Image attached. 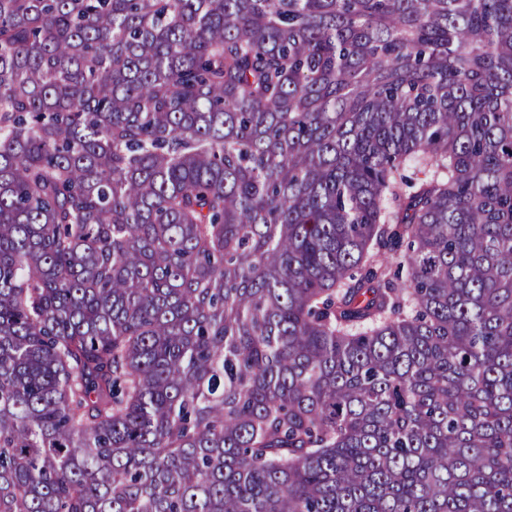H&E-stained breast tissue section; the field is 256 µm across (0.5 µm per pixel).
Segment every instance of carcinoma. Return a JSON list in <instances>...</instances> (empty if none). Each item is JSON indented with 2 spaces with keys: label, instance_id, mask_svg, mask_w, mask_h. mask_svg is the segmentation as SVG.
Segmentation results:
<instances>
[{
  "label": "carcinoma",
  "instance_id": "obj_1",
  "mask_svg": "<svg viewBox=\"0 0 512 512\" xmlns=\"http://www.w3.org/2000/svg\"><path fill=\"white\" fill-rule=\"evenodd\" d=\"M0 512H512V0H0Z\"/></svg>",
  "mask_w": 512,
  "mask_h": 512
}]
</instances>
